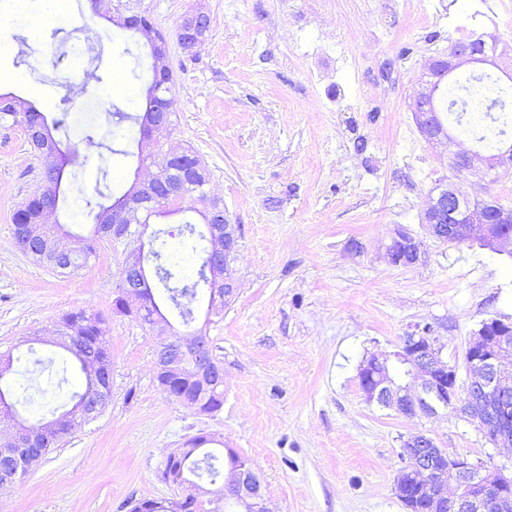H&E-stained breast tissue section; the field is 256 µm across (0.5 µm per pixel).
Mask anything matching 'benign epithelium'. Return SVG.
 <instances>
[{"label": "benign epithelium", "mask_w": 512, "mask_h": 512, "mask_svg": "<svg viewBox=\"0 0 512 512\" xmlns=\"http://www.w3.org/2000/svg\"><path fill=\"white\" fill-rule=\"evenodd\" d=\"M112 13V20L134 29L144 38L153 58L154 75L167 80L172 76L167 37L152 23L140 20L142 13L129 12L122 0L93 5ZM206 14L195 12L192 22L180 26L176 32L178 43L185 50L199 45L209 30ZM477 62L467 43L454 45L446 58L430 57L422 66L421 82L434 83L447 73ZM173 98L156 109L147 125L145 139L170 129L169 112ZM417 126L425 139L436 145L447 144V137L436 113L427 112L419 105V97L411 103ZM37 149L47 161L44 170L43 190L55 195L60 193L63 170L52 163L57 154L54 142L45 134L38 135ZM187 155V150L167 151L157 171L143 181L134 184L126 197V204L114 206L109 211L110 231L114 237H128L133 243L134 256L144 254L142 231H131L133 213L139 210L142 199L166 202L178 198L184 192L181 185L168 183L170 167ZM480 162L470 151L454 154V170L458 174L478 168ZM209 220L210 248L205 259V284L210 289L211 302L232 298L238 290L235 277L229 275L231 265L239 252V226L231 223L222 206L206 204ZM421 223L429 235L439 241L466 243L489 240L503 253L512 251V233H504V226H512V207L488 197L473 201L454 182L441 188L430 198ZM391 261L411 265L418 259L412 237L399 233L389 248ZM135 277L131 265H126L120 288L114 302L116 309L126 307L134 312L144 309L140 289L132 288L129 281ZM180 358L194 365L196 379L205 386H224V368L213 361L211 349L204 336H170L163 340L155 354V373L168 372L173 360ZM468 381L461 384L455 367L441 359V347L437 338L430 335L426 326H416L404 337L399 349L389 355H374L365 361L359 378L365 399L382 401L399 414L415 417L424 413L411 405L417 391L440 395L444 405L459 411L497 446H512V327L491 332L489 322L484 321L476 332L474 341L466 350ZM10 437L0 441V487L12 486L28 472L31 465L41 459V449L36 441L26 437L17 424L12 425ZM402 456L409 466L401 470L394 480V492L400 501H406L402 478L409 475L421 486L424 496L419 512H512V477L501 468H488L467 457L450 453L437 445L433 438L418 433L402 442ZM214 503H232L239 512H271L262 483L252 466L241 460L224 470L222 486L215 492Z\"/></svg>", "instance_id": "benign-epithelium-1"}]
</instances>
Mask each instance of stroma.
I'll return each instance as SVG.
<instances>
[{"instance_id": "stroma-1", "label": "stroma", "mask_w": 512, "mask_h": 512, "mask_svg": "<svg viewBox=\"0 0 512 512\" xmlns=\"http://www.w3.org/2000/svg\"><path fill=\"white\" fill-rule=\"evenodd\" d=\"M169 35L177 121L161 149L193 151L209 190L240 227L238 295L208 314L199 288L191 327L224 367V406L199 413L158 384L159 338L112 309L127 242L104 239L86 265L61 274L14 242L12 217L42 185L46 162L21 127L0 126V368L17 409L44 423L71 407L83 375L64 367L62 315L107 320L112 402L68 436L18 485L0 512H131L167 499L166 456L196 436L223 441L258 471L271 512H406L394 493L400 448L424 432L439 447L511 467L512 447L447 408L409 418L367 402L365 359L429 326L441 358L465 371L483 320L512 322V258L475 243L441 242L420 216L430 195L458 180L471 197L512 206V172L455 177L456 138L433 147L411 101L425 59L451 44L496 41L512 67V0H132ZM208 15L195 49L173 34L186 14ZM140 36L69 0L67 16L34 30L19 16L0 28V92L34 101L59 121L56 138L77 179L55 220L84 234L86 201L111 204L140 166L134 123L115 111L143 103L151 71ZM125 92L110 95L112 83ZM94 124L95 148L83 140ZM419 253L409 266L387 250L397 233Z\"/></svg>"}]
</instances>
